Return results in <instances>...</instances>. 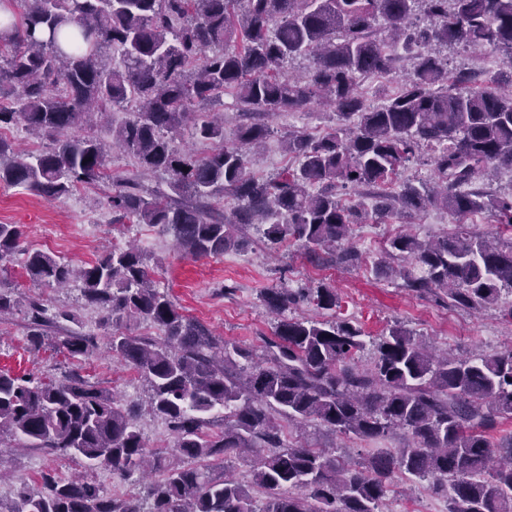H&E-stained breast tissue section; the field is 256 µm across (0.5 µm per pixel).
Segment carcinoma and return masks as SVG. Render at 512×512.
I'll use <instances>...</instances> for the list:
<instances>
[{"label": "carcinoma", "mask_w": 512, "mask_h": 512, "mask_svg": "<svg viewBox=\"0 0 512 512\" xmlns=\"http://www.w3.org/2000/svg\"><path fill=\"white\" fill-rule=\"evenodd\" d=\"M0 130L22 125L51 146L9 151L0 139V183L48 201L77 185L112 178L109 147L89 132L112 106L132 117L112 146L140 174L166 187L118 178L106 197L116 221L149 224L172 237L180 256L200 260L237 250L247 231L275 246L300 243L319 265L359 267L347 247L351 226L447 210L457 230L431 240L398 234L371 267L378 279L402 280L419 293L442 292L448 307L479 310L512 291V194L481 181L512 168V0H0ZM491 46L504 68L490 78L448 69L441 49ZM118 47L123 68L107 51ZM308 57L303 77L288 63ZM401 74L397 93L371 107L360 83ZM236 91L242 122L232 139L223 122L197 119L191 107ZM312 102L336 112L323 136L290 133L297 166L276 177L249 169L251 150L271 120ZM193 122L215 148L203 157L175 154L166 133ZM432 151L429 185L403 176L420 150ZM376 199L347 204L341 189ZM486 210L500 231L470 230ZM26 255L36 284H78L84 305L112 329V354L147 381L149 411L174 435L169 453L147 449L138 409L73 373L36 379L0 370V444L10 439L112 471L137 484L153 474L146 498L106 495L87 476L47 473L39 487L21 482L8 512H378L396 477L429 481L448 512H512V348L479 357L437 353L394 328L373 361L359 363L363 331L348 319L288 315L301 302L339 307L336 288H273L263 295L278 317L261 349L229 345L184 314L154 283L141 248L114 245L85 267L25 246L19 224H0V261ZM26 307L30 345H51L71 359L92 355L96 341L54 336L56 316L22 303L0 286V318ZM135 320L156 336L121 330ZM222 409L224 416L208 415ZM315 423L376 445L360 462L324 448L285 443L280 419ZM214 429L207 430L208 424ZM401 448H380L395 432ZM251 456L249 489L208 460Z\"/></svg>", "instance_id": "carcinoma-1"}]
</instances>
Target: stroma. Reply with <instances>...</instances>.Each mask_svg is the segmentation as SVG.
Masks as SVG:
<instances>
[{
	"mask_svg": "<svg viewBox=\"0 0 512 512\" xmlns=\"http://www.w3.org/2000/svg\"><path fill=\"white\" fill-rule=\"evenodd\" d=\"M448 59L450 68L485 78L502 67L500 53L490 48L458 47L449 50ZM335 125L333 109L317 103L274 117L271 134L263 147L251 155V172L266 178L292 164V157L283 147L288 132L320 135ZM110 190V184L99 182L78 187L63 199L48 201L23 189L0 185V224L21 225L29 247L78 265L94 262L106 247L135 242L160 262L154 275L156 287L169 293L185 314L231 344L255 346L260 336L271 335L276 319L261 301L264 291L320 281L337 291L341 303L337 316L362 327L365 345L361 361L365 364L372 361L378 343L396 325L431 349L457 355L493 353L512 343V323L502 316L504 309L512 307L510 293H502L497 305L472 313L448 307L432 296L417 294L397 283L375 279L370 273L371 262L381 253L379 244L383 238L396 232L421 239L451 233L456 225L448 212L430 207L403 222L353 225L351 241L365 258L357 268L316 265L308 259L305 249L291 242L272 249L258 241L241 251L194 261L179 257L171 238L158 234L149 225L113 223L112 212L105 205ZM0 283L25 299L67 311L70 318L63 321V328L96 337L99 345L92 356L79 361L47 346L33 350L28 342L27 321L18 311L0 320V370L57 379L79 372L124 403L139 406L138 425L150 450L164 452L171 448L173 435L167 422L148 410L146 381L112 355L107 345L109 332L102 326L100 314L81 304L77 286L60 289L32 283L20 254L0 262ZM44 472L62 478L84 472L107 495L126 496L131 492L129 485L110 472H87L78 461L27 448L14 456L10 477L0 480V507L6 510L11 506L20 482H37ZM383 509L445 512L446 502L431 492L428 481L399 477L394 480Z\"/></svg>",
	"mask_w": 512,
	"mask_h": 512,
	"instance_id": "1",
	"label": "stroma"
}]
</instances>
